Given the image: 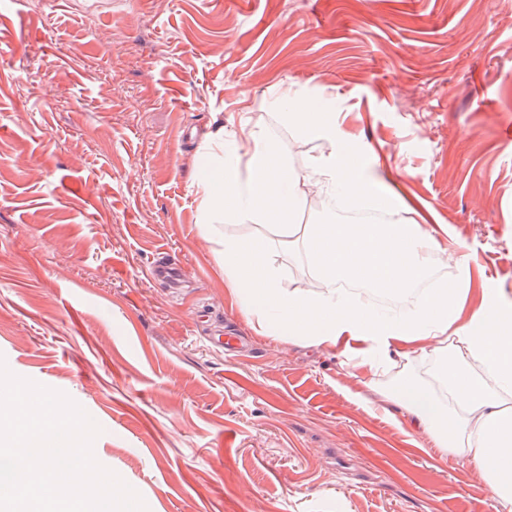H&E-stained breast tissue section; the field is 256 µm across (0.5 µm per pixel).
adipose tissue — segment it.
Here are the masks:
<instances>
[{
	"label": "adipose tissue",
	"mask_w": 512,
	"mask_h": 512,
	"mask_svg": "<svg viewBox=\"0 0 512 512\" xmlns=\"http://www.w3.org/2000/svg\"><path fill=\"white\" fill-rule=\"evenodd\" d=\"M295 125L326 144L298 172L271 137L242 118L233 132L238 164L212 166L202 180L206 223L221 215L299 234L302 259L320 282L300 293L282 285L270 239L226 236L219 251L224 285L245 316L265 332L302 338L317 348L355 344L351 377L375 388L379 367L401 350L432 357L431 377L403 378L382 397L413 434L469 463L485 480L495 512H512V309L493 298L466 308L459 282L424 289L398 316L378 314L347 286L360 282L400 295L434 269L447 244L422 224H345L324 220L297 228L295 204L304 186L352 200L369 182L345 136L318 107L293 114Z\"/></svg>",
	"instance_id": "ef3b65f1"
}]
</instances>
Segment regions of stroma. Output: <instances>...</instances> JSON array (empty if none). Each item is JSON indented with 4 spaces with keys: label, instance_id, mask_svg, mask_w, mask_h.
<instances>
[{
    "label": "stroma",
    "instance_id": "stroma-1",
    "mask_svg": "<svg viewBox=\"0 0 512 512\" xmlns=\"http://www.w3.org/2000/svg\"><path fill=\"white\" fill-rule=\"evenodd\" d=\"M309 103L402 223L447 230L450 279L512 304V0H0V355L96 421L149 512L492 506L343 347L260 332L224 286L219 241L259 233L319 288L279 229L204 223L195 179L243 112L305 170Z\"/></svg>",
    "mask_w": 512,
    "mask_h": 512
}]
</instances>
